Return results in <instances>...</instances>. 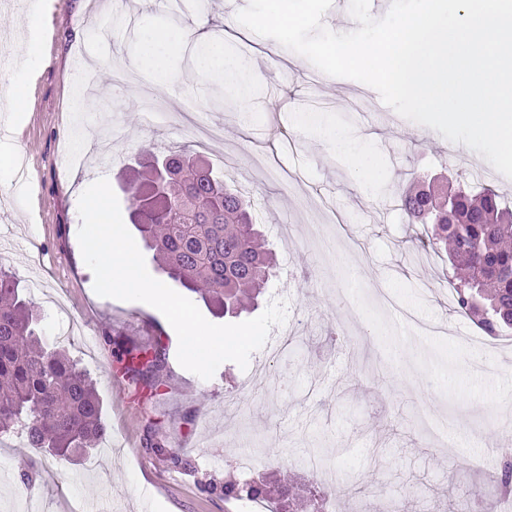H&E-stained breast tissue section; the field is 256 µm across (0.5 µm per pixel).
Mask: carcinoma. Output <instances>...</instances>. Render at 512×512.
Listing matches in <instances>:
<instances>
[{
	"mask_svg": "<svg viewBox=\"0 0 512 512\" xmlns=\"http://www.w3.org/2000/svg\"><path fill=\"white\" fill-rule=\"evenodd\" d=\"M171 175L157 188L155 155L123 174L128 221L167 276L218 315L237 314L257 300L273 272L268 242L252 205L224 184L201 155L168 151ZM411 224H429L431 244L448 249L457 312L497 337L512 329V208L485 187L440 191L410 186L398 194ZM32 299L12 272L0 268V435L18 431L28 451L76 461L107 440L99 395L89 374L66 350L37 332ZM130 378L147 381L164 365L160 346L125 348ZM498 488L512 493V459L499 463ZM264 485L228 473L224 498L255 500ZM324 492L288 493V512H322Z\"/></svg>",
	"mask_w": 512,
	"mask_h": 512,
	"instance_id": "carcinoma-1",
	"label": "carcinoma"
}]
</instances>
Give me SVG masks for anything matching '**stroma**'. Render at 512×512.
Here are the masks:
<instances>
[{
    "mask_svg": "<svg viewBox=\"0 0 512 512\" xmlns=\"http://www.w3.org/2000/svg\"><path fill=\"white\" fill-rule=\"evenodd\" d=\"M248 0H50L38 29L28 0H0V84L27 103L0 119V266L41 314L39 331L87 369L109 443L77 462L49 460L38 494L24 492L20 435L0 437V512H248L209 490L253 452L272 484L323 488L336 475L346 512H493L497 485L474 460L512 456V332L483 335L454 309L443 246L408 223L395 185L490 186L512 206V178L480 155L410 122L360 82L328 76L240 25ZM223 25L235 73L198 76L195 26ZM182 31L173 78L160 88L141 64L152 29ZM39 39L42 52L29 60ZM89 54L85 76L71 60ZM344 137L324 140L326 129ZM376 132L380 143L362 148ZM207 158L255 204L275 254L259 299L286 301L248 370L222 363L211 379L177 361L176 332L141 302L98 296L79 242L78 199L96 179L118 187L148 149ZM166 353L158 388L131 380L118 348ZM178 452L164 461L154 442ZM323 449L319 469L301 463Z\"/></svg>",
    "mask_w": 512,
    "mask_h": 512,
    "instance_id": "obj_1",
    "label": "stroma"
}]
</instances>
